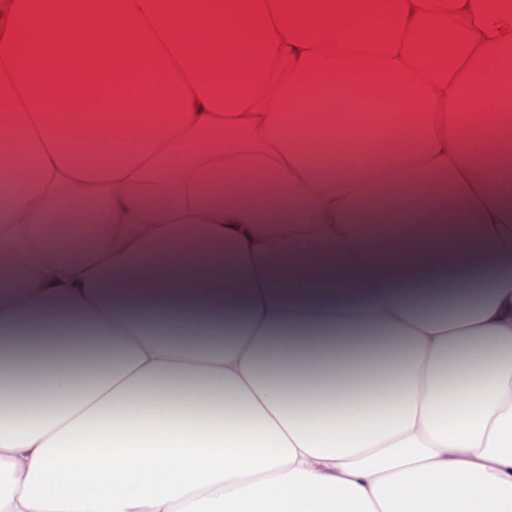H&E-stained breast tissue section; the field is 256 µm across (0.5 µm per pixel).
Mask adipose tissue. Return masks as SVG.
I'll return each instance as SVG.
<instances>
[{
	"label": "adipose tissue",
	"instance_id": "adipose-tissue-1",
	"mask_svg": "<svg viewBox=\"0 0 512 512\" xmlns=\"http://www.w3.org/2000/svg\"><path fill=\"white\" fill-rule=\"evenodd\" d=\"M190 9L0 0V512H512V0Z\"/></svg>",
	"mask_w": 512,
	"mask_h": 512
}]
</instances>
